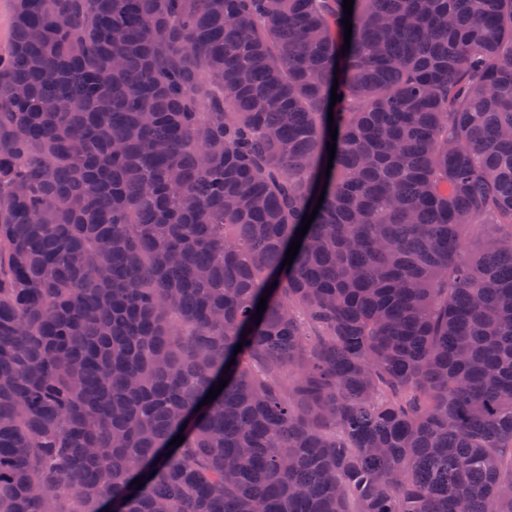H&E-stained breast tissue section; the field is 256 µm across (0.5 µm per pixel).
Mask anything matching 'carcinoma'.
Here are the masks:
<instances>
[{"label":"carcinoma","instance_id":"carcinoma-1","mask_svg":"<svg viewBox=\"0 0 512 512\" xmlns=\"http://www.w3.org/2000/svg\"><path fill=\"white\" fill-rule=\"evenodd\" d=\"M343 18L14 0L0 512H512V0Z\"/></svg>","mask_w":512,"mask_h":512}]
</instances>
